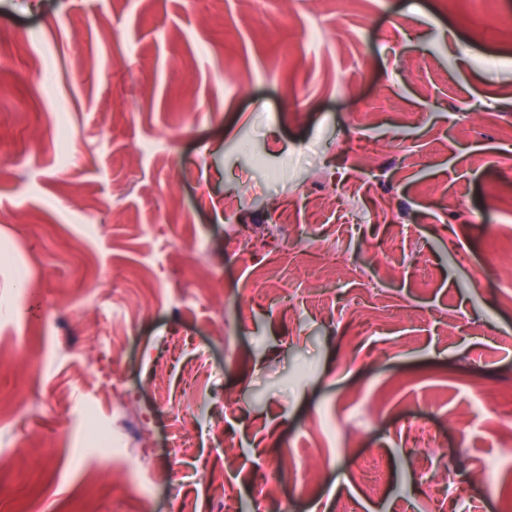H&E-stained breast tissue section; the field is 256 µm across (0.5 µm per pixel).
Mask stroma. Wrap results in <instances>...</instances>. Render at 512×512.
<instances>
[{"instance_id": "stroma-1", "label": "stroma", "mask_w": 512, "mask_h": 512, "mask_svg": "<svg viewBox=\"0 0 512 512\" xmlns=\"http://www.w3.org/2000/svg\"><path fill=\"white\" fill-rule=\"evenodd\" d=\"M312 2L256 31L247 0H0V396L29 392L0 512H224L212 472L237 512H512V412L481 400L512 395V261L486 266L512 244V0H350L319 41ZM116 372L156 469L190 407L176 485L86 448Z\"/></svg>"}]
</instances>
